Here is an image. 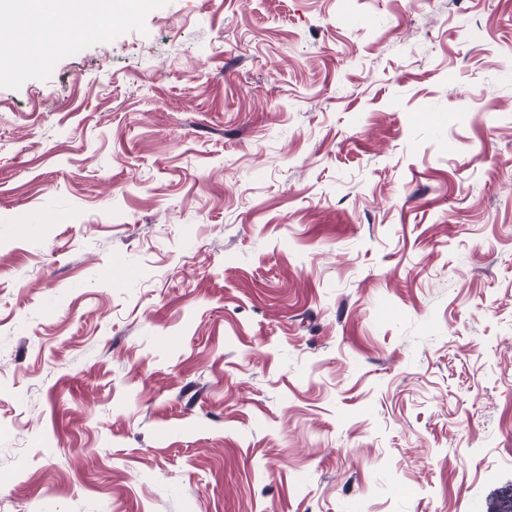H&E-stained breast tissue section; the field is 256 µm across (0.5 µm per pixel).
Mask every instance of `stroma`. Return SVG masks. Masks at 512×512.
Instances as JSON below:
<instances>
[{"label":"stroma","instance_id":"1","mask_svg":"<svg viewBox=\"0 0 512 512\" xmlns=\"http://www.w3.org/2000/svg\"><path fill=\"white\" fill-rule=\"evenodd\" d=\"M12 56L0 512L512 483V0H103Z\"/></svg>","mask_w":512,"mask_h":512}]
</instances>
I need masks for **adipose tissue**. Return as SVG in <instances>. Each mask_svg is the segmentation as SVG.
<instances>
[{
  "instance_id": "adipose-tissue-1",
  "label": "adipose tissue",
  "mask_w": 512,
  "mask_h": 512,
  "mask_svg": "<svg viewBox=\"0 0 512 512\" xmlns=\"http://www.w3.org/2000/svg\"><path fill=\"white\" fill-rule=\"evenodd\" d=\"M46 16L36 21L32 0H0V17L9 21L0 40L12 37L33 58H41L95 17L92 0H46Z\"/></svg>"
}]
</instances>
